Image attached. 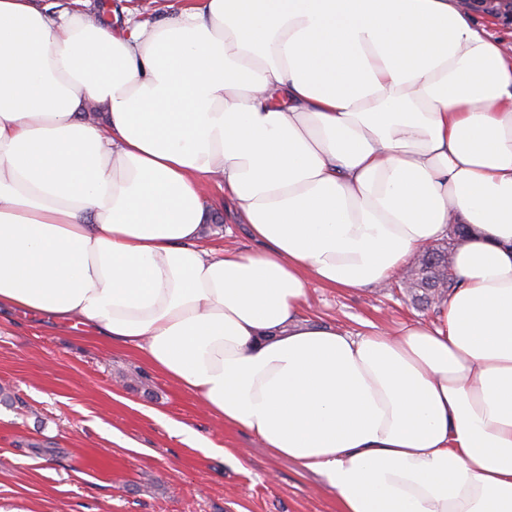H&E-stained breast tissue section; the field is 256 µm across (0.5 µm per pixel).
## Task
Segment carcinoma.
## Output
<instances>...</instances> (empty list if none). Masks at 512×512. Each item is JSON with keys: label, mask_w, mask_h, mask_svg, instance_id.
Segmentation results:
<instances>
[{"label": "carcinoma", "mask_w": 512, "mask_h": 512, "mask_svg": "<svg viewBox=\"0 0 512 512\" xmlns=\"http://www.w3.org/2000/svg\"><path fill=\"white\" fill-rule=\"evenodd\" d=\"M470 227L467 224H451L448 228V249L431 247L417 258L415 277L402 283V293L412 303L429 308L442 301L446 291L458 286V280L453 274V267L446 266L450 261V251L465 243L469 238ZM448 276V290L438 287V281Z\"/></svg>", "instance_id": "carcinoma-1"}]
</instances>
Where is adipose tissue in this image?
<instances>
[{"label": "adipose tissue", "mask_w": 512, "mask_h": 512, "mask_svg": "<svg viewBox=\"0 0 512 512\" xmlns=\"http://www.w3.org/2000/svg\"><path fill=\"white\" fill-rule=\"evenodd\" d=\"M217 185L256 243L201 245ZM469 224L430 324L300 316ZM135 345L339 512H512V44L458 0H0V310ZM83 9L85 13L94 17L100 14L105 21L111 22L112 27L116 30L124 29L125 26V12L123 9L136 8V20L140 21L148 19L152 22L162 21L171 16V11L166 10L164 7L167 3L174 2L175 4L191 5L198 4L196 0H85Z\"/></svg>", "instance_id": "adipose-tissue-1"}]
</instances>
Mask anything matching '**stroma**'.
Segmentation results:
<instances>
[{"mask_svg": "<svg viewBox=\"0 0 512 512\" xmlns=\"http://www.w3.org/2000/svg\"><path fill=\"white\" fill-rule=\"evenodd\" d=\"M168 0H84L114 29L125 9L169 16ZM205 246L250 249L230 202L210 188ZM388 284L308 290L304 318L352 332L432 322ZM0 512H337L321 478L225 427L140 352L43 317L0 315ZM188 425L193 439L180 435Z\"/></svg>", "mask_w": 512, "mask_h": 512, "instance_id": "obj_1", "label": "stroma"}]
</instances>
